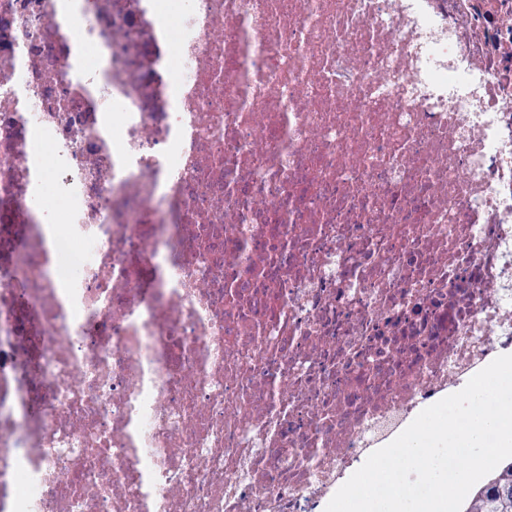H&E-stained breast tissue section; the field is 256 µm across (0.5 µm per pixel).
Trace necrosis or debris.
I'll return each instance as SVG.
<instances>
[{
	"label": "necrosis or debris",
	"instance_id": "1",
	"mask_svg": "<svg viewBox=\"0 0 512 512\" xmlns=\"http://www.w3.org/2000/svg\"><path fill=\"white\" fill-rule=\"evenodd\" d=\"M502 354L497 20L0 0V512H325Z\"/></svg>",
	"mask_w": 512,
	"mask_h": 512
}]
</instances>
